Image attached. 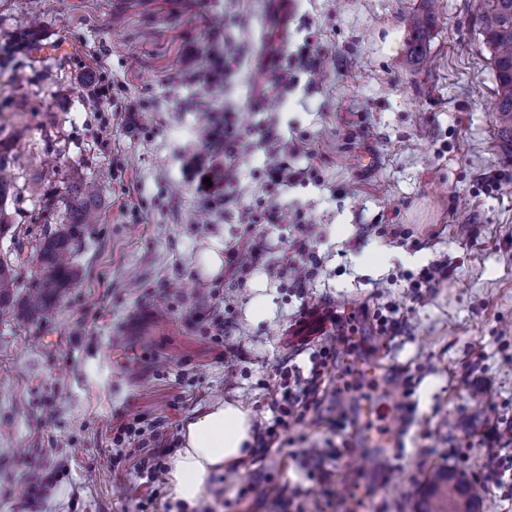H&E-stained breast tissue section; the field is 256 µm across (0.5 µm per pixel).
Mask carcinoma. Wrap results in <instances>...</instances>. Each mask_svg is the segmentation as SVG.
Instances as JSON below:
<instances>
[{
  "label": "carcinoma",
  "mask_w": 512,
  "mask_h": 512,
  "mask_svg": "<svg viewBox=\"0 0 512 512\" xmlns=\"http://www.w3.org/2000/svg\"><path fill=\"white\" fill-rule=\"evenodd\" d=\"M433 22V11H421L407 18L415 37L414 50L422 54L423 38ZM482 44L490 53L497 86V123L501 147L512 159V0H479L476 16ZM11 182L0 164V237L10 232L5 221ZM97 192L92 180H69L65 196L50 195L41 203L44 223H51L57 205L63 204L70 218L63 230L49 231L37 247L38 270L30 285L29 297L15 293L17 273L12 262L0 259V315L18 310L34 319L51 305L72 280L67 263L81 227L97 222ZM414 512H480V499L472 491V482L460 473L435 469L427 474L414 504Z\"/></svg>",
  "instance_id": "cac0c4a2"
}]
</instances>
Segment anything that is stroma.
Returning a JSON list of instances; mask_svg holds the SVG:
<instances>
[{"instance_id":"obj_1","label":"stroma","mask_w":512,"mask_h":512,"mask_svg":"<svg viewBox=\"0 0 512 512\" xmlns=\"http://www.w3.org/2000/svg\"><path fill=\"white\" fill-rule=\"evenodd\" d=\"M423 0H0V157L13 177V237L0 259L19 287L36 272L39 204L68 177L98 184L99 220L84 225L72 283L39 319L0 320V512H139L152 492L143 449L114 453L138 420L163 444L219 399L244 403L254 432L276 413L282 368L308 375L316 346L284 332L308 307L335 308L331 335L372 356L380 378L337 363L316 407L289 423L294 445L251 448L212 475L202 496L224 512H413L431 468L473 478L483 512H512V490L479 481L488 452L512 457V160L493 110L496 80L477 31V0H436L423 56L407 18ZM322 53V75L298 63ZM233 56L208 90L198 62ZM110 88L99 100L92 81ZM137 108L124 121L117 108ZM231 112L227 143L200 131ZM288 153L270 184L261 131ZM232 158H225V147ZM231 168L223 200L187 176L192 157ZM281 213L267 219L271 201ZM252 224H245V216ZM257 253V264L200 268L204 249ZM316 258L305 287L289 256ZM447 279L415 292L419 271ZM265 317L249 307L255 286ZM224 315L232 337L215 341ZM396 392L398 432L383 471L306 478L304 447L367 456L355 433L379 383ZM341 417L344 433L331 430ZM57 473L50 496L34 476ZM250 485L247 496L239 489ZM156 492L155 512L174 498Z\"/></svg>"}]
</instances>
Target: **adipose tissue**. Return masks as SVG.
<instances>
[{
  "instance_id": "obj_1",
  "label": "adipose tissue",
  "mask_w": 512,
  "mask_h": 512,
  "mask_svg": "<svg viewBox=\"0 0 512 512\" xmlns=\"http://www.w3.org/2000/svg\"><path fill=\"white\" fill-rule=\"evenodd\" d=\"M253 442L250 412L243 404L218 401L185 426L182 448L168 472L175 499L195 505L207 478L241 461Z\"/></svg>"
}]
</instances>
